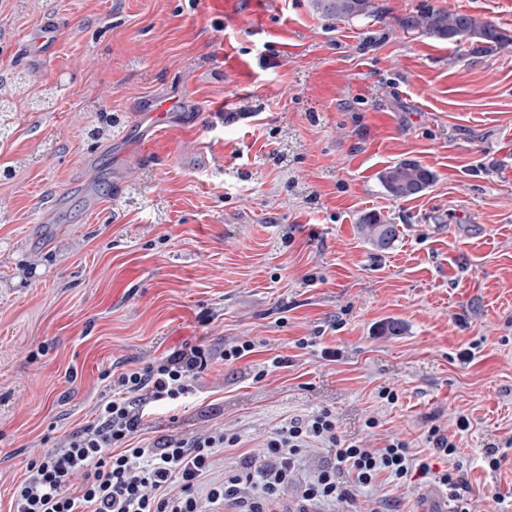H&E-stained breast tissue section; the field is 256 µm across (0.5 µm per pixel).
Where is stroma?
I'll return each mask as SVG.
<instances>
[{"label":"stroma","mask_w":512,"mask_h":512,"mask_svg":"<svg viewBox=\"0 0 512 512\" xmlns=\"http://www.w3.org/2000/svg\"><path fill=\"white\" fill-rule=\"evenodd\" d=\"M376 2L336 21L311 0H235L221 20L202 0H0V512L27 463L94 418L105 372L241 336L258 352L215 361L135 444L221 427L245 442L231 464L320 407L369 448L396 435L421 452L438 425L473 512H512V0ZM428 10L494 22L509 46L401 26ZM50 16L54 53L24 58ZM158 94L183 107L152 139L140 115ZM114 116L120 136L90 137ZM406 159L436 180L394 200L379 174ZM370 211L398 226L392 249L359 234ZM309 336L340 357L297 348ZM276 355L289 366L254 381ZM430 487L384 482L359 505L418 512Z\"/></svg>","instance_id":"35a3bbf8"}]
</instances>
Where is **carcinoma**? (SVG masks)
<instances>
[{
	"label": "carcinoma",
	"mask_w": 512,
	"mask_h": 512,
	"mask_svg": "<svg viewBox=\"0 0 512 512\" xmlns=\"http://www.w3.org/2000/svg\"><path fill=\"white\" fill-rule=\"evenodd\" d=\"M313 8L320 15L336 19L369 17L381 13L374 0H312ZM402 27L419 30L441 41L459 43L475 40L485 51H498L506 47L507 40L499 27L483 21L469 13L459 11H424L401 20ZM436 175L420 162L402 160L385 168L379 181L389 197L407 199L420 195L430 187ZM362 235L379 251L391 249L399 238L397 225L388 224L376 213H365L359 217Z\"/></svg>",
	"instance_id": "1"
}]
</instances>
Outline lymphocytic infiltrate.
Masks as SVG:
<instances>
[{"instance_id": "1", "label": "lymphocytic infiltrate", "mask_w": 512, "mask_h": 512, "mask_svg": "<svg viewBox=\"0 0 512 512\" xmlns=\"http://www.w3.org/2000/svg\"><path fill=\"white\" fill-rule=\"evenodd\" d=\"M250 340L225 344L221 355L193 345L120 372L101 397L93 420L30 461L16 486L10 512H320L355 506L354 490L385 478L419 476L444 487L453 512H470L469 483L455 464L457 446L440 426L425 434L429 452L388 439L367 448L343 437L335 412L321 408L274 429L261 456L243 455L236 468L218 471L220 450L240 447V436L215 428L187 438L178 433L133 445L153 406H178L199 392L215 358L231 365L256 353ZM326 449L330 464L302 476L306 449ZM452 459L434 470L433 456ZM295 502H288L289 489Z\"/></svg>"}]
</instances>
